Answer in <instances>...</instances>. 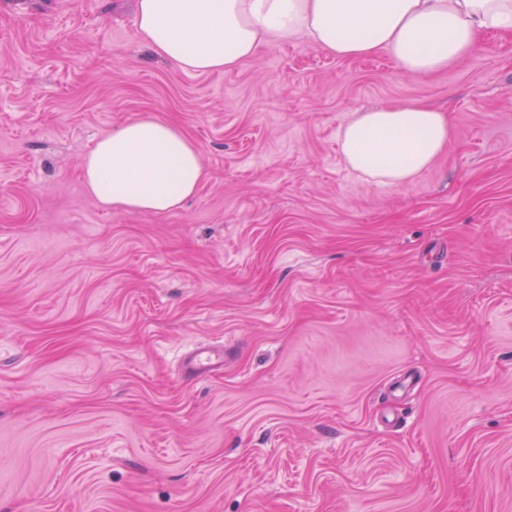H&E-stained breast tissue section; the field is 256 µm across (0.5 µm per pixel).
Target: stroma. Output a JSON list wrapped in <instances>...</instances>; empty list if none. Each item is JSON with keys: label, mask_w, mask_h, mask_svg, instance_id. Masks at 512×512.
<instances>
[{"label": "stroma", "mask_w": 512, "mask_h": 512, "mask_svg": "<svg viewBox=\"0 0 512 512\" xmlns=\"http://www.w3.org/2000/svg\"><path fill=\"white\" fill-rule=\"evenodd\" d=\"M135 4L0 0V512H512V36L426 77L305 36L194 74ZM413 101L434 163L347 168L351 114ZM142 117L206 179L102 209L82 161ZM224 363V354L220 350H197L186 361V372L196 376L207 375L221 367Z\"/></svg>", "instance_id": "stroma-1"}]
</instances>
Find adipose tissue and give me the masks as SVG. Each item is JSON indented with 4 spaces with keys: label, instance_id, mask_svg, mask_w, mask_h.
<instances>
[{
    "label": "adipose tissue",
    "instance_id": "obj_1",
    "mask_svg": "<svg viewBox=\"0 0 512 512\" xmlns=\"http://www.w3.org/2000/svg\"><path fill=\"white\" fill-rule=\"evenodd\" d=\"M136 21L143 45L190 73L229 71L305 35L327 54L385 52L423 76L472 54L482 33H512V0H138ZM449 135L446 114L417 102L355 112L339 141L347 167L393 186L427 168ZM82 177L102 208L165 213L196 193L204 170L180 129L146 117L101 138Z\"/></svg>",
    "mask_w": 512,
    "mask_h": 512
}]
</instances>
